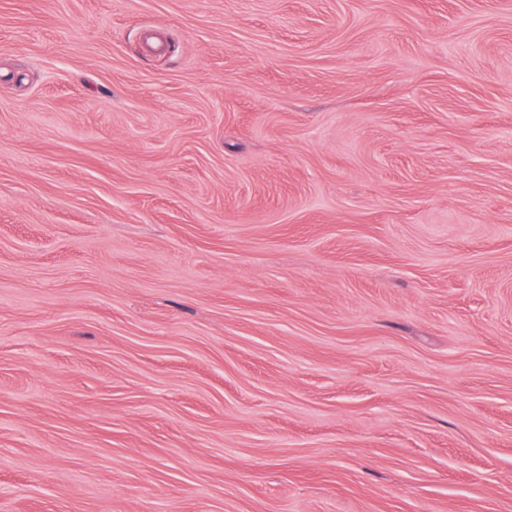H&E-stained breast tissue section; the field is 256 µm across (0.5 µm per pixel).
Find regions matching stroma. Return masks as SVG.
Returning a JSON list of instances; mask_svg holds the SVG:
<instances>
[{
  "label": "stroma",
  "mask_w": 512,
  "mask_h": 512,
  "mask_svg": "<svg viewBox=\"0 0 512 512\" xmlns=\"http://www.w3.org/2000/svg\"><path fill=\"white\" fill-rule=\"evenodd\" d=\"M0 512H512V0H0Z\"/></svg>",
  "instance_id": "obj_1"
}]
</instances>
